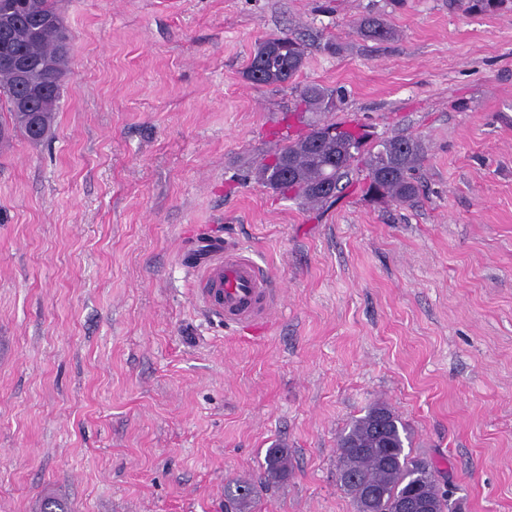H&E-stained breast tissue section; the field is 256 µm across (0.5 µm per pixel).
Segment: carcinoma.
Wrapping results in <instances>:
<instances>
[{"instance_id":"carcinoma-1","label":"carcinoma","mask_w":512,"mask_h":512,"mask_svg":"<svg viewBox=\"0 0 512 512\" xmlns=\"http://www.w3.org/2000/svg\"><path fill=\"white\" fill-rule=\"evenodd\" d=\"M8 22L9 48L20 50L29 61L26 83L9 67L0 66V100L7 104L12 129L32 144L40 143L54 123L63 83L69 77L72 35L63 24L55 0H0V20ZM305 63L303 45L295 37L268 38L256 46L245 78L256 86L295 81ZM53 88L40 101L38 129L30 113L18 108L25 88ZM303 112H330L336 103L331 90L310 84L299 91ZM370 134L340 124L313 123L290 138L254 170L255 177L276 193L291 194L312 205L336 200L342 181L365 172L366 194L373 199L409 203L419 192L415 172L426 158V147L413 136H392L369 141ZM400 418L385 403H376L355 418L337 443L336 467L340 487L351 497L356 512L366 500L374 512H398L397 505L418 493L434 503L432 512H452L445 493L439 492L440 471L432 463L405 451ZM264 481L274 485L288 478V449L271 448L265 459ZM254 485L236 482L231 500L237 512H249Z\"/></svg>"}]
</instances>
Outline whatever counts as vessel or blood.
Instances as JSON below:
<instances>
[{
	"label": "vessel or blood",
	"instance_id": "1",
	"mask_svg": "<svg viewBox=\"0 0 512 512\" xmlns=\"http://www.w3.org/2000/svg\"><path fill=\"white\" fill-rule=\"evenodd\" d=\"M199 300L226 325L265 326L281 304L269 275L235 243L209 241L198 261Z\"/></svg>",
	"mask_w": 512,
	"mask_h": 512
}]
</instances>
